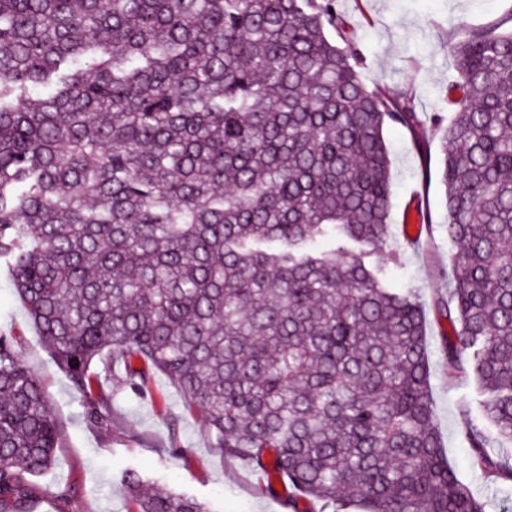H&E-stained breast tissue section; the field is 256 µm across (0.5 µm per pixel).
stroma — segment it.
<instances>
[{"label":"stroma","mask_w":512,"mask_h":512,"mask_svg":"<svg viewBox=\"0 0 512 512\" xmlns=\"http://www.w3.org/2000/svg\"><path fill=\"white\" fill-rule=\"evenodd\" d=\"M341 7L354 30L352 44L364 55L367 84L412 95L421 130L428 135L433 113L452 115L444 100L455 78L448 60L451 46L469 28L499 21L512 10V0H341ZM384 137L393 177V223H402L414 212L432 232L414 249L400 234H393L367 261L382 268L392 287L414 289L428 308L435 414L449 463L473 493L494 500L497 512H512V493L494 488L470 467L461 432L468 419L479 416L478 397L472 389L449 386L438 353L446 325L431 309L438 287L432 270L448 262V213L436 176L438 153L417 152L413 133L404 127H386ZM392 250L398 252L399 264L388 259ZM0 333L19 339L25 364L42 380L62 425L58 464L36 480L38 512H53L54 492L62 484L77 492L74 512H131L121 482L128 468L160 487L193 495L209 512H283L278 500L260 492V478L244 460L211 448L199 415L188 410L178 388L165 376H157L155 384L156 393L165 398L164 410L121 387L113 402L112 428L90 424L1 270ZM174 440L182 453H170Z\"/></svg>","instance_id":"obj_1"}]
</instances>
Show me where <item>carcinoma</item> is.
Here are the masks:
<instances>
[{"label": "carcinoma", "mask_w": 512, "mask_h": 512, "mask_svg": "<svg viewBox=\"0 0 512 512\" xmlns=\"http://www.w3.org/2000/svg\"><path fill=\"white\" fill-rule=\"evenodd\" d=\"M512 9L451 47L434 119L455 249L433 276L473 470L512 489ZM339 0H0V267L88 420L166 376L288 512H495L448 464L427 314L387 244L383 136ZM60 425L0 333V512H33ZM135 512H207L122 473ZM75 489L60 486L56 512Z\"/></svg>", "instance_id": "carcinoma-1"}]
</instances>
